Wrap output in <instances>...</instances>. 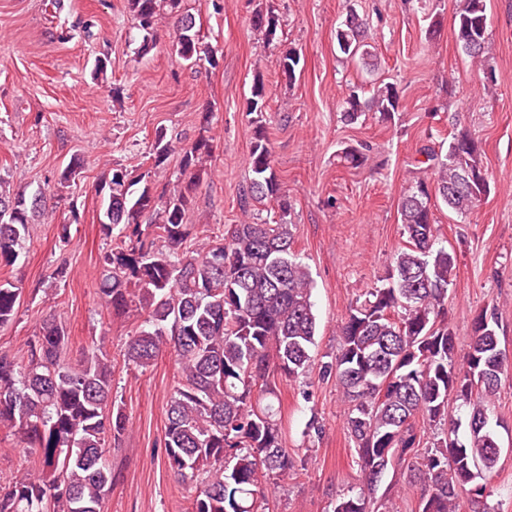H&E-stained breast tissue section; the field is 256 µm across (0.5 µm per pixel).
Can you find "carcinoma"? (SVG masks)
<instances>
[{
	"instance_id": "carcinoma-1",
	"label": "carcinoma",
	"mask_w": 512,
	"mask_h": 512,
	"mask_svg": "<svg viewBox=\"0 0 512 512\" xmlns=\"http://www.w3.org/2000/svg\"><path fill=\"white\" fill-rule=\"evenodd\" d=\"M183 0H127L132 27L143 33L141 54L153 48L161 20L176 18L173 49L180 60L220 57L203 41L196 16ZM486 0H462L453 35L472 63L486 64L488 32L480 26ZM252 28L268 45L279 39L283 20L272 4L253 11ZM346 57L371 56L366 21L352 10L336 27ZM300 55L290 49L279 61L295 76ZM266 85L256 73L247 112L257 114L249 157L250 199L272 217L232 224L197 247L185 222L193 196L209 175L212 142L201 135L180 151V178L160 192L125 168L105 170L97 185L100 231L116 240L101 260L98 296L120 315L130 309L145 318L126 342V360L141 369L163 353L177 369L167 402L165 464L180 483L205 475L193 486L191 512H266L262 479L286 481L296 461L284 448L281 401L271 378L290 381L309 373L317 320L313 280L294 250L291 203L282 190L262 124ZM400 92L382 83L368 99L349 91L343 117L356 122L367 112L390 122ZM171 148L156 134L153 168H164ZM430 179L410 184L399 203L407 241L392 255L382 284L369 289L338 327L334 360L321 364L349 404L346 429L363 487L336 499L332 512H393V492L375 493L383 476L405 471L420 487L418 512H457L459 490L471 485L475 512H496L489 492L475 483L497 464L501 448L491 429L492 399L512 374V357L499 347L493 305L472 319L473 336L463 362L445 322L448 289L456 278V256L437 236L431 201L469 214L489 192L481 154L465 134L445 154L425 152ZM43 188H0V267L17 265L31 225L46 215ZM21 288L0 282V327L9 324ZM63 322L46 313L28 342L27 358L0 353V429L15 436L25 453L21 468L0 486V512H103L112 486L108 457L129 419L112 399V363L99 345L67 357ZM467 407L465 420L448 412L450 395ZM433 432L430 448L412 461L421 435Z\"/></svg>"
}]
</instances>
